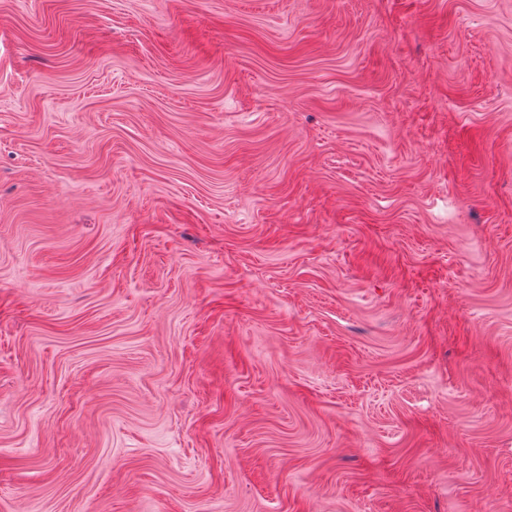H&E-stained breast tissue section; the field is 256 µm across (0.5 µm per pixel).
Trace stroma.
Wrapping results in <instances>:
<instances>
[{
	"label": "stroma",
	"instance_id": "35a3bbf8",
	"mask_svg": "<svg viewBox=\"0 0 512 512\" xmlns=\"http://www.w3.org/2000/svg\"><path fill=\"white\" fill-rule=\"evenodd\" d=\"M0 512H512V0H0Z\"/></svg>",
	"mask_w": 512,
	"mask_h": 512
}]
</instances>
